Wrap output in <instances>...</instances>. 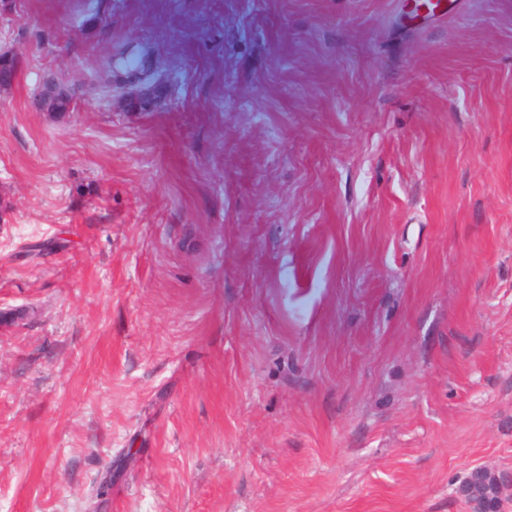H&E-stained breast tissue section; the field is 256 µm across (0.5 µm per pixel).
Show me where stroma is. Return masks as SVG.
Returning a JSON list of instances; mask_svg holds the SVG:
<instances>
[{
	"label": "stroma",
	"mask_w": 512,
	"mask_h": 512,
	"mask_svg": "<svg viewBox=\"0 0 512 512\" xmlns=\"http://www.w3.org/2000/svg\"><path fill=\"white\" fill-rule=\"evenodd\" d=\"M112 49L154 86L101 96ZM0 54V512L107 471L106 512H474L512 468V0H0Z\"/></svg>",
	"instance_id": "35a3bbf8"
}]
</instances>
